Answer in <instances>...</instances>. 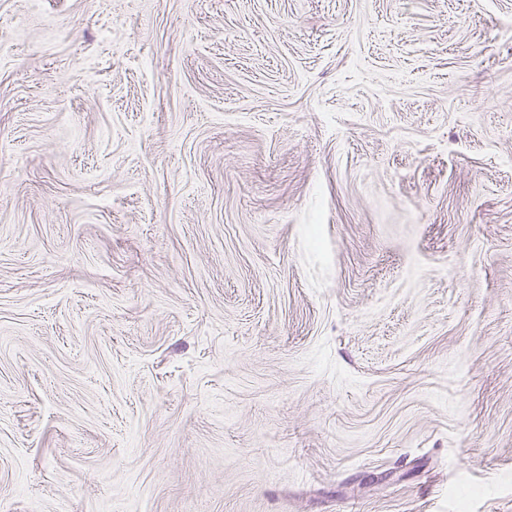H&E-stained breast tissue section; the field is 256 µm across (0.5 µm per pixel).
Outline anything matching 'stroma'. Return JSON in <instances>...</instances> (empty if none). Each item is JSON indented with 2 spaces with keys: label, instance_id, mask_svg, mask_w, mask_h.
<instances>
[{
  "label": "stroma",
  "instance_id": "stroma-1",
  "mask_svg": "<svg viewBox=\"0 0 512 512\" xmlns=\"http://www.w3.org/2000/svg\"><path fill=\"white\" fill-rule=\"evenodd\" d=\"M512 512V0H0V512Z\"/></svg>",
  "mask_w": 512,
  "mask_h": 512
}]
</instances>
